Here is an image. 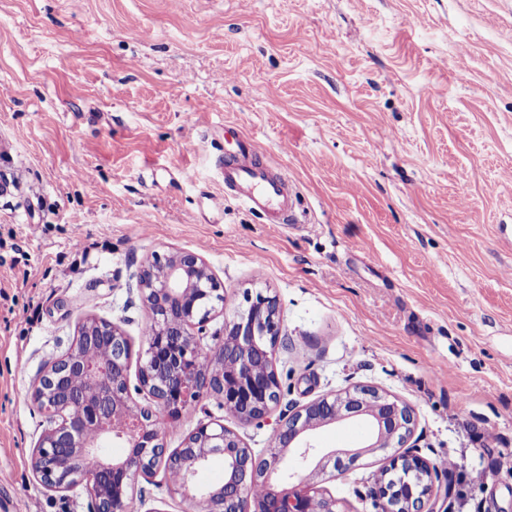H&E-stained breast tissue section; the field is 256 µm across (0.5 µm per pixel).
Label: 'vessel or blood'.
Returning <instances> with one entry per match:
<instances>
[{
	"label": "vessel or blood",
	"mask_w": 512,
	"mask_h": 512,
	"mask_svg": "<svg viewBox=\"0 0 512 512\" xmlns=\"http://www.w3.org/2000/svg\"><path fill=\"white\" fill-rule=\"evenodd\" d=\"M223 181L225 195L264 213L269 223H290L287 179L265 163L248 140L237 138L235 151L225 155Z\"/></svg>",
	"instance_id": "b4317fda"
}]
</instances>
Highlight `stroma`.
Returning a JSON list of instances; mask_svg holds the SVG:
<instances>
[{
	"label": "stroma",
	"mask_w": 512,
	"mask_h": 512,
	"mask_svg": "<svg viewBox=\"0 0 512 512\" xmlns=\"http://www.w3.org/2000/svg\"><path fill=\"white\" fill-rule=\"evenodd\" d=\"M229 126L286 174L296 223L225 197ZM2 136L21 188L0 197V512H93L32 473V388L90 317L138 369L136 275L175 249L224 289L203 349L248 296H277L281 397L249 425L193 402L167 449L221 423L260 453L298 407L368 385L416 425L385 449L361 423L317 430L362 452L318 479L341 512H378L374 477L408 446L455 461L435 512H512V474L469 480L512 450V0H0ZM172 488L139 479L129 512H201Z\"/></svg>",
	"instance_id": "stroma-1"
}]
</instances>
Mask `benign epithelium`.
<instances>
[{
    "label": "benign epithelium",
    "instance_id": "7a95c632",
    "mask_svg": "<svg viewBox=\"0 0 512 512\" xmlns=\"http://www.w3.org/2000/svg\"><path fill=\"white\" fill-rule=\"evenodd\" d=\"M141 299L151 313V330L140 353L135 390L154 406L130 397L131 343L115 323L89 318L79 325L73 346L51 361L37 378L33 403L49 427L31 453L37 480L64 493L85 485L94 512H128L136 481L158 468L176 471V492L205 512H309L319 498L323 512H337L336 500L320 493L314 479L331 466L343 472L362 451L321 452L317 429L362 420L372 431L370 448L404 442L413 432V410L376 389L356 387L323 396L281 421L271 448L259 454L221 423L202 425L183 446L164 447L160 414L177 419L192 401L209 395L248 425L268 417L280 398L274 348L280 333L276 297L258 294L249 307L224 323V344L205 352L198 342L212 315L224 310L223 288L195 251L179 250L146 261L137 274ZM106 341L112 358L99 362L85 349ZM124 444L126 454L110 456L103 443ZM219 457L224 484L200 492L199 470ZM437 467L416 450L390 457L373 490L381 512H433ZM265 494L252 495L256 486Z\"/></svg>",
    "mask_w": 512,
    "mask_h": 512
}]
</instances>
